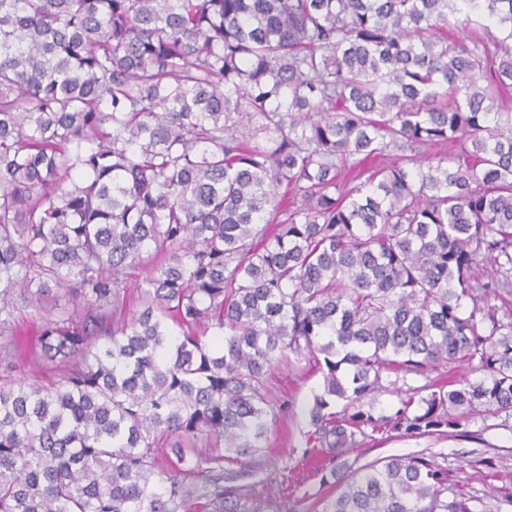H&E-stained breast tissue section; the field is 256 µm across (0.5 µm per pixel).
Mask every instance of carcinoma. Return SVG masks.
<instances>
[{
    "label": "carcinoma",
    "mask_w": 512,
    "mask_h": 512,
    "mask_svg": "<svg viewBox=\"0 0 512 512\" xmlns=\"http://www.w3.org/2000/svg\"><path fill=\"white\" fill-rule=\"evenodd\" d=\"M511 89L512 0H0V337L30 307L64 366L0 345V512H244L288 354L331 461L512 412ZM438 365L479 377L364 411ZM322 481L323 512H473L422 454ZM15 322L22 334L16 336L20 343L15 361L23 367L25 378L37 380L41 385L50 387L58 380L60 371L54 365L37 363L33 360L35 349L32 337L39 320L35 318L31 308H21L15 313ZM448 370L444 366H438L428 374V378L416 376L412 374L403 375L400 373L390 374L388 381L396 380V387L388 388L376 393L370 401V406H365L364 410L369 411L374 418L381 416H394L396 411L403 407V402L410 396L412 391H408L409 387H417L423 385L428 379L435 380L444 376Z\"/></svg>",
    "instance_id": "obj_1"
}]
</instances>
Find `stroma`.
Wrapping results in <instances>:
<instances>
[{
  "label": "stroma",
  "mask_w": 512,
  "mask_h": 512,
  "mask_svg": "<svg viewBox=\"0 0 512 512\" xmlns=\"http://www.w3.org/2000/svg\"><path fill=\"white\" fill-rule=\"evenodd\" d=\"M15 322L21 332L16 361L25 377L46 387L56 383L58 368L33 359L32 337L38 324L34 312L18 310ZM444 374L440 366L425 378L396 375L395 387L373 396L370 413L376 418L394 415L408 398L410 388ZM268 384L275 419L266 448L253 459L261 482L246 506L249 512H321L330 490L321 485L319 474L306 465L305 457L308 410L314 395L322 390V375L306 363L287 360L272 371ZM415 454L430 457L446 468L454 482L478 500L481 512H512V504L498 496L500 488L512 486V415L477 416L458 428L433 435L371 431L357 447L348 449L342 460L356 469L383 457Z\"/></svg>",
  "instance_id": "obj_1"
}]
</instances>
